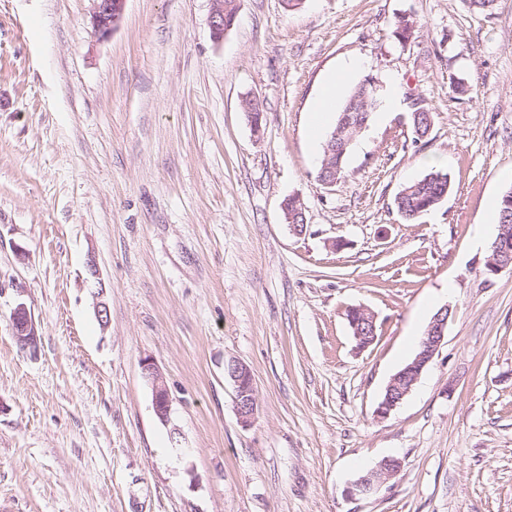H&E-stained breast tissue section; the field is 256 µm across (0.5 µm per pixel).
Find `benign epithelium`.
<instances>
[{"instance_id": "obj_1", "label": "benign epithelium", "mask_w": 512, "mask_h": 512, "mask_svg": "<svg viewBox=\"0 0 512 512\" xmlns=\"http://www.w3.org/2000/svg\"><path fill=\"white\" fill-rule=\"evenodd\" d=\"M92 26L100 36H106L120 24L125 10L126 0H92ZM210 29L215 41L224 40V0H212L209 19ZM452 310L445 306L430 322L423 344L415 361L395 374L388 383L383 399L378 404L376 413L381 419L387 418L399 404L410 394L423 370L432 361L444 344L445 331ZM13 328L18 343L33 349L37 344V332L31 316L25 306L18 305L12 314ZM144 376L153 388V408L157 418L166 422L170 414V396L164 381L153 364L147 362L142 366ZM226 376L235 386V404L239 419L248 424L256 412L255 390L250 371L245 365L231 361L225 367ZM399 470V465L385 463L376 470L354 481L348 489L351 497H364L375 492L382 484L391 479Z\"/></svg>"}]
</instances>
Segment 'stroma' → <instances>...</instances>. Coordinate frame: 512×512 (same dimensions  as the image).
Masks as SVG:
<instances>
[{"mask_svg": "<svg viewBox=\"0 0 512 512\" xmlns=\"http://www.w3.org/2000/svg\"><path fill=\"white\" fill-rule=\"evenodd\" d=\"M238 6L218 43L211 0H127L106 37L92 0H0V512H512V271L487 273L475 234L512 188V0ZM349 64L385 105L328 187L310 112ZM436 164L447 198L402 219L395 195ZM446 305L444 344L378 419ZM353 307L375 317L368 347ZM388 458L394 477L348 496ZM13 328L22 348L34 349L37 344V332L31 316L24 305H18L12 314ZM365 314V319H367L368 323L371 324L373 327V334L375 330V318L374 315L371 314L368 310L362 309ZM348 322L350 325V328L352 330V334L355 337L356 341L358 342L359 346H366L368 344H363L362 340L364 339L363 336H366L367 340L369 339V336L372 337V339L375 338V336L369 335L368 325L366 324V321L364 319L363 315H360L356 309H350L347 313ZM359 334L360 336H356ZM225 374L235 386V404L239 419L248 424L256 412L255 390L250 371L242 363L231 361L225 367ZM142 369L144 376L152 384L155 415L160 421L167 422L170 414V396L164 381L152 363H144Z\"/></svg>", "mask_w": 512, "mask_h": 512, "instance_id": "35a3bbf8", "label": "stroma"}]
</instances>
